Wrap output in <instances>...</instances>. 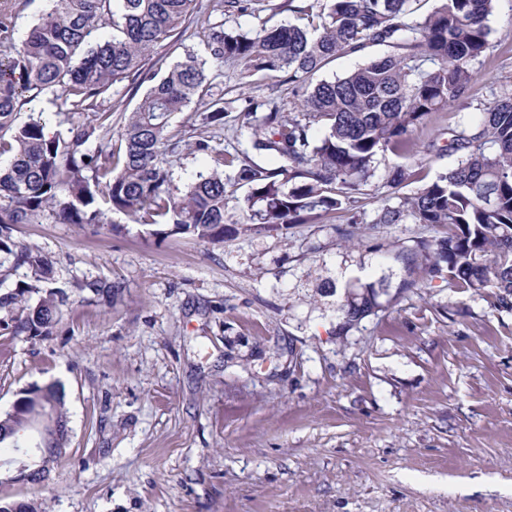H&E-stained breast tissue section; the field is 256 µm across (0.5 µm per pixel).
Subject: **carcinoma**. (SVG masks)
Instances as JSON below:
<instances>
[{"label":"carcinoma","mask_w":512,"mask_h":512,"mask_svg":"<svg viewBox=\"0 0 512 512\" xmlns=\"http://www.w3.org/2000/svg\"><path fill=\"white\" fill-rule=\"evenodd\" d=\"M251 2L48 0L20 41L14 38L17 7L6 0L0 5V156L9 155L0 166V265L24 267L31 278L22 290L0 296V309L21 308L14 333L52 335L67 301L64 291L44 288L53 280L52 260L13 239L20 224H104L115 213L216 244L224 242L228 224L236 235L314 224L330 213L355 224L365 200L383 188L389 194L372 223L448 226V235L420 241L403 256L407 269L420 266L455 288H492L496 307L512 309V89L490 88L477 100V117L459 119L439 139L420 146L412 138L433 113L463 101L471 106L498 0H435L425 15L418 13L420 0H309L305 7L288 0L293 23L238 32L211 21ZM187 21L207 30L206 57L190 55L160 77L143 72L146 57ZM375 46L391 53L334 80L312 82L329 60ZM210 60L241 81L276 78L288 85V104L251 101L242 113L251 149L276 165L199 139L192 149L209 157V167L175 189L163 165V156L180 144L171 134L174 115L194 104L200 125L209 128L223 126L230 114L225 93L214 91ZM133 75L149 87L115 126L98 99ZM45 91L70 112L95 113L97 124L72 122L66 134L54 136L45 134L39 118L16 124L18 108ZM114 128L118 146L109 139L90 148ZM389 153L404 162L381 173ZM445 153L454 164L425 180L423 162ZM84 287L107 298L117 291L102 280ZM30 292L39 294L33 304L25 297ZM378 296L373 283L347 281L339 307L345 324L373 312ZM35 401L68 425L57 385H33L0 416V430L23 424L25 406ZM0 512L37 507L0 495Z\"/></svg>","instance_id":"1"}]
</instances>
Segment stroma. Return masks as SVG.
<instances>
[{
	"label": "stroma",
	"instance_id": "stroma-1",
	"mask_svg": "<svg viewBox=\"0 0 512 512\" xmlns=\"http://www.w3.org/2000/svg\"><path fill=\"white\" fill-rule=\"evenodd\" d=\"M258 0L226 26L293 21ZM490 55L473 85L512 87V0H498ZM201 29L153 53L204 52ZM51 132L93 121L52 94L17 114ZM238 123L176 114L186 142L244 149ZM382 198L344 247L338 215L202 243L149 235L120 214L104 224H22L68 303L53 335H0V414L21 390L58 384L69 445L48 483L8 491L41 512H512V309L491 291L432 279L399 289L403 252L442 227L376 224ZM389 275L381 307L342 329L348 277ZM338 289L319 295L320 279ZM120 283L111 302L87 280Z\"/></svg>",
	"mask_w": 512,
	"mask_h": 512
}]
</instances>
